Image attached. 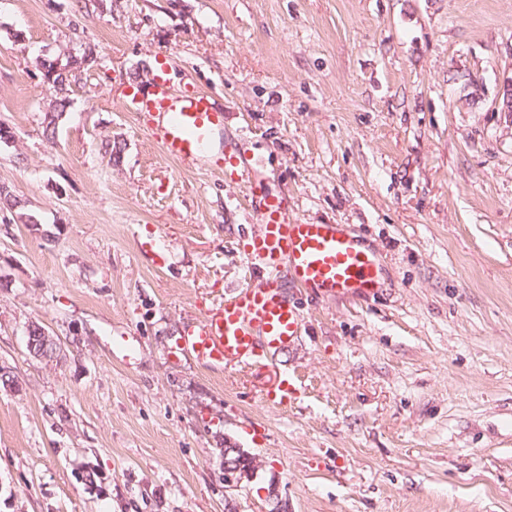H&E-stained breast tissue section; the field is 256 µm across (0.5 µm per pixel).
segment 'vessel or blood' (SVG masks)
<instances>
[{
	"instance_id": "b4317fda",
	"label": "vessel or blood",
	"mask_w": 512,
	"mask_h": 512,
	"mask_svg": "<svg viewBox=\"0 0 512 512\" xmlns=\"http://www.w3.org/2000/svg\"><path fill=\"white\" fill-rule=\"evenodd\" d=\"M133 112L152 114L153 135L162 155L192 167L210 168L245 178L253 210L260 219L244 252L259 275L223 304L206 310L178 336L170 353L191 354L222 367L252 365L289 346L301 334L304 317L289 296L303 289L324 299H371L382 286V264L362 248L341 224H308L291 214L288 201L272 196L261 180L245 177L242 157L220 140L224 114L204 92L176 93L165 78L134 94ZM298 397L291 375H280L266 393L267 402L287 406Z\"/></svg>"
}]
</instances>
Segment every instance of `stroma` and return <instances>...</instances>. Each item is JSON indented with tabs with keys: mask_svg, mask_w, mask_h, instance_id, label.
Wrapping results in <instances>:
<instances>
[{
	"mask_svg": "<svg viewBox=\"0 0 512 512\" xmlns=\"http://www.w3.org/2000/svg\"><path fill=\"white\" fill-rule=\"evenodd\" d=\"M88 53L45 133L39 59ZM160 73L303 221L381 255L378 297L296 292L308 326L263 365L169 358L249 282L258 217L128 110ZM511 81L512 0H0V512H226L228 441L263 463L243 512L272 478L288 512H512ZM26 345L35 359H57L61 352V343L43 326L28 325L25 332ZM265 399L267 402L281 407L298 399V387L294 377L280 374L274 388L266 392Z\"/></svg>",
	"mask_w": 512,
	"mask_h": 512,
	"instance_id": "1",
	"label": "stroma"
}]
</instances>
